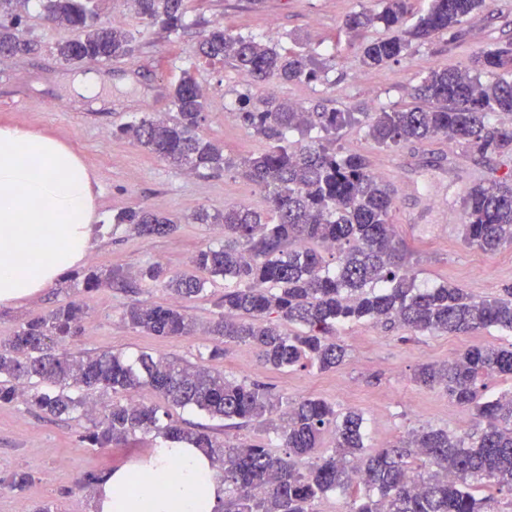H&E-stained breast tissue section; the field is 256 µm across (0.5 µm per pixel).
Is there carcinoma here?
I'll list each match as a JSON object with an SVG mask.
<instances>
[{"label": "carcinoma", "mask_w": 512, "mask_h": 512, "mask_svg": "<svg viewBox=\"0 0 512 512\" xmlns=\"http://www.w3.org/2000/svg\"><path fill=\"white\" fill-rule=\"evenodd\" d=\"M0 48L4 56H31L37 44L19 28L17 10L30 0H0ZM381 11L355 12L343 31L356 36L377 23L392 31L366 45L349 43L360 63L377 68L406 55L410 47L445 33H457L486 7V0H429L416 23L404 27L411 0H381ZM146 24L167 35L189 27L185 0H131ZM48 19L79 31L76 39L57 45V57L82 68L132 53L134 35L120 23H100L86 0H47ZM197 53L229 64L253 81L315 80L313 59L280 52L277 45L234 35L221 24L197 21ZM496 74L492 83L481 80ZM172 113L143 116L120 127V133L181 169L235 168L261 188L269 200L266 215L247 206L222 214L199 209L196 224L219 225L218 244L198 251L194 274H168L159 264L135 276L166 289L170 303L134 301L121 321L151 336H189L198 323L182 302L207 291L210 280L227 281L216 302V317L205 326L217 344L198 364L175 357L84 352L65 348L85 320V306L70 300L44 316L23 322L0 337V403L23 396L26 386L45 385L29 395L41 412L61 417L78 413L88 426L81 441L93 448L125 442L137 432L162 435L209 453L224 474V512H314L316 500L330 493L350 498V512H495V494L512 492V391L486 394L494 377L512 379V348L468 346L453 358L423 364L415 381L442 387L458 406L485 426L451 434L431 427L412 431L398 444L365 457V419L351 410L339 414L329 402L306 398L292 402L258 385L231 380L214 366L228 342L248 345L275 369L340 366L347 349L336 328L372 321L414 332L466 335L495 327L512 331V288L492 299L476 298L448 283L419 288L410 255L392 224L393 192L370 169L366 156L341 154L332 144L312 139L299 149L288 147L294 132L334 135L358 119L351 112H305L277 96L238 101L237 116L268 142L261 153L234 160L199 134L205 119V93L195 75L183 71L171 90ZM512 115V47L489 48L462 68H435L415 89L403 109L366 116L367 135L378 145L398 147L444 136L479 157L512 153V125L493 126V115ZM112 224L140 237L170 234L172 221L145 208L121 210ZM464 239L484 252L512 245V185L473 186L464 199ZM334 248L333 270L322 251ZM68 288L92 292L104 284L131 288L126 274L89 267L64 276ZM290 324L301 329L292 332ZM143 386L175 409L204 412L211 418L239 420L276 435L282 455L262 444L220 442L205 429H187L166 410L144 403L112 401L100 418L89 417L84 390L105 388L113 396ZM334 435V450L302 468L322 435ZM418 470L419 480L408 472Z\"/></svg>", "instance_id": "obj_1"}]
</instances>
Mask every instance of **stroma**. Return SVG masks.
Masks as SVG:
<instances>
[{"instance_id": "stroma-1", "label": "stroma", "mask_w": 512, "mask_h": 512, "mask_svg": "<svg viewBox=\"0 0 512 512\" xmlns=\"http://www.w3.org/2000/svg\"><path fill=\"white\" fill-rule=\"evenodd\" d=\"M191 16L223 24L232 33L272 40L286 51L302 52L321 61L316 81H292L277 86L281 99L309 112H377L411 104V93L435 67H461L488 48L512 42V0H488L486 9L463 26L460 35L445 34L413 46L399 61L380 69L363 67L348 49L342 30L345 18L360 11H379V0H187ZM100 20L122 18L137 34L132 56L96 63L95 73L107 78L102 88L110 105L77 96L73 85L83 72L64 66L54 54L58 43L73 39L75 30L48 20L40 0H31L23 18L24 33L41 42L35 56L0 60V126L17 125L58 139L87 168L100 218L97 245L86 266L102 271H135L153 263L173 272L191 271L200 249L218 241L211 226L191 220L200 207L212 212L244 205L267 210L266 193L233 171H203L191 175L157 158L117 128L146 114L171 111L170 90L181 71L196 74L207 95L201 135L221 146L225 156L262 151L264 142L230 113L238 96H260L261 86L241 71L211 63L195 53L197 28L170 37L145 29L128 10L126 0H95ZM341 153L365 155L372 171L388 184L394 197L392 222L414 251L413 268L420 286L452 283L473 296L493 298L512 286V246L486 253L464 240L461 232L438 238L440 225L463 222V199L475 183L512 181V155L478 159L459 144L440 137L431 141L384 148L374 144L362 126L343 128L336 137ZM148 207L172 219L176 230L165 237L145 239L113 228V213ZM68 298L60 286L37 297L0 309V336L11 335L25 320L49 313ZM88 318L71 351L145 352L197 362L215 344L213 337L150 336L120 319L133 301L169 302L161 287L101 288L83 294ZM338 336L350 352L336 370H277L261 364L253 349L239 344L224 347L218 367L227 377L256 383L272 394L293 400L315 397L338 411L362 412L366 451L389 447L414 429L470 430L473 417L438 387L417 384L414 375L427 362L444 361L470 345H512V333L489 328L466 336L386 329L370 322L349 323ZM187 426L203 427L233 443L267 441L252 425H227L190 411L179 414ZM85 419H53L29 403L0 404V512H33L49 504L54 512H92V489L78 488L87 473L104 476L113 469L147 456L157 445L150 434L129 436L116 448L86 447L79 439ZM27 473L24 490L11 487L14 474Z\"/></svg>"}]
</instances>
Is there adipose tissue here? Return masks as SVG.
<instances>
[{
	"mask_svg": "<svg viewBox=\"0 0 512 512\" xmlns=\"http://www.w3.org/2000/svg\"><path fill=\"white\" fill-rule=\"evenodd\" d=\"M91 177L60 141L0 127V305L30 299L88 256ZM224 477L198 448H156L100 483L95 512H223Z\"/></svg>",
	"mask_w": 512,
	"mask_h": 512,
	"instance_id": "obj_1",
	"label": "adipose tissue"
}]
</instances>
